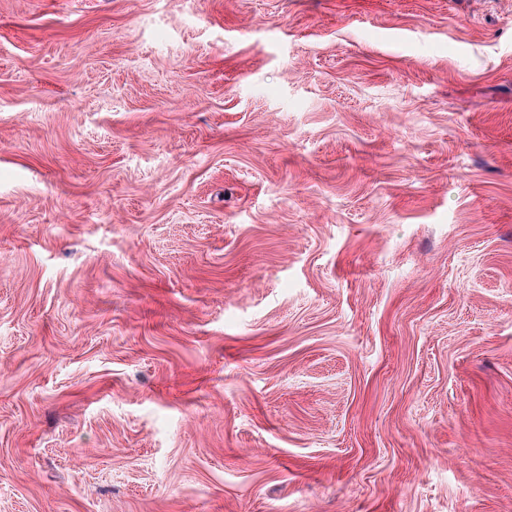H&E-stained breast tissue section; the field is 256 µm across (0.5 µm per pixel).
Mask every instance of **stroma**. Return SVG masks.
I'll return each mask as SVG.
<instances>
[{"instance_id":"obj_1","label":"stroma","mask_w":512,"mask_h":512,"mask_svg":"<svg viewBox=\"0 0 512 512\" xmlns=\"http://www.w3.org/2000/svg\"><path fill=\"white\" fill-rule=\"evenodd\" d=\"M0 512H512V0H0Z\"/></svg>"}]
</instances>
